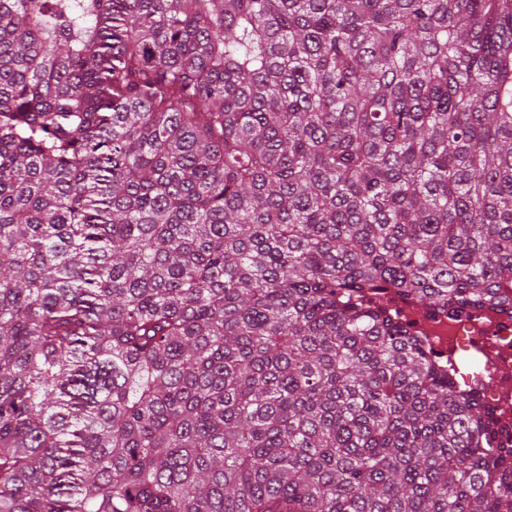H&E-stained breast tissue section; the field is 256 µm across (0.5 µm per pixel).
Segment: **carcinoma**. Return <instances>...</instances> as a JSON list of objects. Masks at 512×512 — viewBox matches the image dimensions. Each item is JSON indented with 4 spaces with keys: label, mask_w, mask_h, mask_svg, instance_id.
<instances>
[{
    "label": "carcinoma",
    "mask_w": 512,
    "mask_h": 512,
    "mask_svg": "<svg viewBox=\"0 0 512 512\" xmlns=\"http://www.w3.org/2000/svg\"><path fill=\"white\" fill-rule=\"evenodd\" d=\"M385 288L512 298V0H0V512H512Z\"/></svg>",
    "instance_id": "carcinoma-1"
}]
</instances>
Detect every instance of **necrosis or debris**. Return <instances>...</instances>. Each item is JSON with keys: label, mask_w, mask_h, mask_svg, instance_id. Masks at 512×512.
Listing matches in <instances>:
<instances>
[{"label": "necrosis or debris", "mask_w": 512, "mask_h": 512, "mask_svg": "<svg viewBox=\"0 0 512 512\" xmlns=\"http://www.w3.org/2000/svg\"><path fill=\"white\" fill-rule=\"evenodd\" d=\"M383 301L409 325L432 359L447 366L458 392L480 394L512 429V308L482 306L461 313L424 308L394 289Z\"/></svg>", "instance_id": "4bbe7bcc"}]
</instances>
